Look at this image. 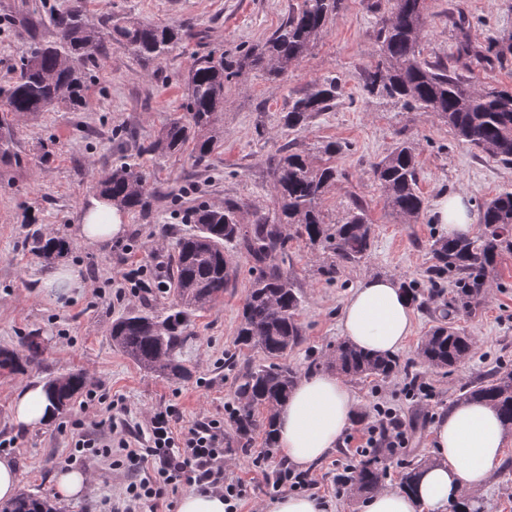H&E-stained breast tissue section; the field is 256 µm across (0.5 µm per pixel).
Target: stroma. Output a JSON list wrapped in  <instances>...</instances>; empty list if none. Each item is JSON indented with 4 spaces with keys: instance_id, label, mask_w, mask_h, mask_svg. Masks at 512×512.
<instances>
[{
    "instance_id": "1",
    "label": "stroma",
    "mask_w": 512,
    "mask_h": 512,
    "mask_svg": "<svg viewBox=\"0 0 512 512\" xmlns=\"http://www.w3.org/2000/svg\"><path fill=\"white\" fill-rule=\"evenodd\" d=\"M77 2L87 22L102 30L132 16L182 26L190 36L153 62L105 42L84 65V107L71 111L54 105L9 117L0 127V136L9 141L8 152L0 154V350L19 349L22 337L30 335L42 345L39 362L25 372L0 371V441L20 473V491L58 499L55 475L70 466L66 460L78 440L117 434L131 447H145L153 411L170 406L177 434L201 421L223 422L224 476L243 489L240 512H263L265 504L277 499L272 484L286 458L276 448L253 466L256 451L267 446L264 433L243 439L229 422L233 410L245 404L240 387L247 372L266 361L261 350L237 338L246 292L256 275L245 250L235 256L238 273L223 296L191 318L180 351L190 377L170 380L142 369L113 346L109 327L128 308H165L168 295L156 284L167 280L177 243L192 233L197 209L232 203L244 226L263 223L274 214L271 165L279 149L288 144L312 156L326 140L339 141L342 151L333 161L336 182L320 204L325 220L336 223L361 205L374 243L365 263L341 267L330 276L329 253L302 238L289 240L283 268L300 289L303 336L282 361L302 377L334 372L332 356L344 339L340 312L359 282L394 276L417 285L421 303L413 308V334L398 353L400 370L384 380L349 383L357 400L351 430L368 425L378 403L412 425L409 448L371 455L382 487L398 486L403 462L433 460L432 425L447 413L462 385L512 367V251L503 253L475 312L455 318L456 327L475 339L472 357L457 367L434 370L417 356L453 296L450 287L436 289L428 278L434 262L431 245L442 234L431 221L430 207L443 194L461 192L471 213L479 214L486 200L512 188V167L459 141L438 117L398 109L367 92L364 78L380 60L378 32L391 14L392 0H341L288 74L273 78L265 70L247 68L226 85L224 109L216 120L223 139L208 165L196 164L187 149L148 153L169 119L185 112L195 58L215 53L237 61L260 52L299 0H0V87L15 80L40 44L55 40L54 16ZM425 16L424 58L456 69L476 87L512 88L511 54L482 65L457 55L462 36L482 46L511 37L512 0H427ZM324 76L340 84L334 105L313 115L302 129L285 127L282 117L291 98ZM402 142L416 148L426 205L425 212L410 219L392 210L373 174L374 163ZM134 155L144 163L148 209L124 213L126 232L111 247L84 245L76 235L83 201L116 164ZM35 233L66 241L61 260L79 269L88 288L67 296L36 292L51 263L33 252ZM134 261L141 267L139 285L123 277ZM70 369L88 374L87 391L49 425L15 424L17 390ZM361 462L341 445L308 467L325 512H362L365 494L337 483L346 466ZM70 467L86 473L90 487L79 497L58 500L61 512H100L103 499L121 502L124 487L138 476L132 469H114L111 458L102 456H87ZM463 495L481 512H512V468L495 466L484 485Z\"/></svg>"
}]
</instances>
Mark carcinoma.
<instances>
[{
    "instance_id": "obj_1",
    "label": "carcinoma",
    "mask_w": 512,
    "mask_h": 512,
    "mask_svg": "<svg viewBox=\"0 0 512 512\" xmlns=\"http://www.w3.org/2000/svg\"><path fill=\"white\" fill-rule=\"evenodd\" d=\"M338 8V0H300L296 11L266 43L264 51L251 60L275 78L288 73L307 53L322 32L328 18ZM426 0H393L391 16L379 31L384 60L368 73L366 87L388 98L405 110L429 112L448 124L469 145L488 152L496 161L512 166V91L473 89L448 67L421 57L419 50L424 26ZM57 37L39 47L23 64L20 73L6 90L9 111L33 114L62 101L69 109L83 106L85 75L81 62L101 46L105 36L130 47L147 60L165 57L186 34L181 26L155 25L129 18L104 33L85 23L83 9L77 5L53 19ZM462 53L477 61L493 54L512 53V37L492 40L479 50L468 44ZM243 65L233 68L224 56L212 53L196 58L188 80L187 115L173 118L161 138L150 150L175 154L193 143L195 162L203 164L219 146L213 117L224 107V86L242 73ZM336 99V78L315 81L310 90L292 100L283 117L284 125L303 126L317 112L329 109ZM342 146L327 141L319 153L326 162L315 164L288 147L273 159L274 189L278 209L270 223L254 224L246 230L239 224L237 210L202 209L196 215L193 233L182 238L166 288L174 300L163 313L130 308L112 320V344L141 367L171 379L189 377L179 360L190 317L205 305L224 295V288L235 276L232 248L241 246L259 267L248 290L238 326V341L260 349L273 363L260 365L245 377L242 388L247 409L233 416L236 433L246 437L260 429L268 444L275 439L274 413L288 397L298 380L297 371L274 363L302 336L299 319L301 298L294 279L280 261L288 252V238L282 225L295 228V234L313 246L330 252L336 263L326 272L337 273L341 266L366 260L373 246V228L361 206L348 210L335 224L325 222L319 208L321 197L336 180V167L330 160ZM374 175L386 192L387 200L398 213L416 217L425 208L418 191V172L414 149L402 144L373 167ZM118 210H142L147 205L146 180L137 163L123 161L101 183ZM33 249L46 259L60 255L63 243L32 237ZM504 250H512V190L499 193L486 202L480 213L477 232L471 237H438L432 244L435 259L431 277L452 276L455 297L448 302V314L471 313L490 288L489 274ZM25 352L0 351V370L20 373L39 355V344L32 337L21 340ZM474 350L473 338L448 325L435 327L419 346L422 363L433 369H446L466 360ZM334 362L351 378L385 379L400 367L395 356H373L342 341L336 346ZM88 377L70 371L46 381L57 410L64 411L73 397L86 388ZM482 399L492 403L502 417L505 429L512 430V368L486 375L448 404ZM266 410L258 420L253 409ZM421 465L402 466L400 486L411 490ZM380 481L378 471L369 466L353 468L343 482L360 492L374 490ZM0 512H60L51 501L26 492L12 502L0 505Z\"/></svg>"
}]
</instances>
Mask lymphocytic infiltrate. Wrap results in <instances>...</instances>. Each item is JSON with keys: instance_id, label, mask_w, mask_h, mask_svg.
<instances>
[{"instance_id": "lymphocytic-infiltrate-1", "label": "lymphocytic infiltrate", "mask_w": 512, "mask_h": 512, "mask_svg": "<svg viewBox=\"0 0 512 512\" xmlns=\"http://www.w3.org/2000/svg\"><path fill=\"white\" fill-rule=\"evenodd\" d=\"M173 415L170 408L156 413L150 445L126 449V458L139 467H153L155 475L127 484L123 512H139L143 502L166 501L185 487L222 495L225 512H238L239 486L224 478L223 425L215 420L196 424L179 440L170 428ZM408 444L402 416L395 409L374 405L373 420L361 432L358 452L366 455L376 448L395 452Z\"/></svg>"}]
</instances>
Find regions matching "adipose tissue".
Listing matches in <instances>:
<instances>
[{
    "label": "adipose tissue",
    "mask_w": 512,
    "mask_h": 512,
    "mask_svg": "<svg viewBox=\"0 0 512 512\" xmlns=\"http://www.w3.org/2000/svg\"><path fill=\"white\" fill-rule=\"evenodd\" d=\"M448 237L472 234L474 218L461 193L441 196L432 213ZM126 230L120 212L101 195L89 196L79 210L77 237L86 245L103 246ZM341 329L348 341L372 354L402 349L412 332L411 301L400 280H363L341 311ZM355 396L336 374L300 378L276 410V444L289 462L305 468L336 447L354 417ZM13 416L30 427L51 423L57 412L44 385L29 382L17 392ZM435 458L422 470L414 490H377L364 512H447L451 496L482 485L498 462L505 428L490 404L469 401L437 417L433 426Z\"/></svg>",
    "instance_id": "ef3b65f1"
}]
</instances>
